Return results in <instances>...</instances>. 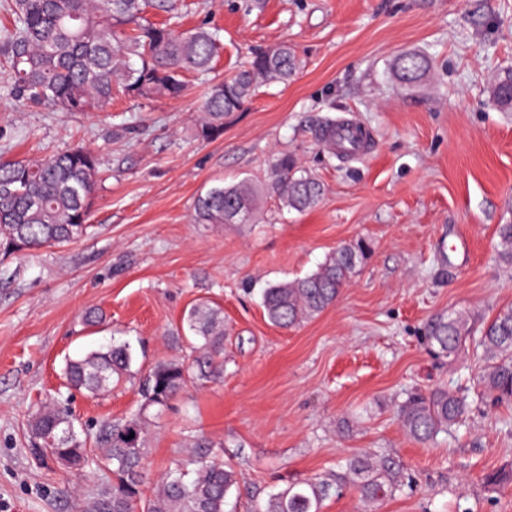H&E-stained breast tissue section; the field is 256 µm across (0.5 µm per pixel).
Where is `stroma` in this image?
I'll list each match as a JSON object with an SVG mask.
<instances>
[{
  "mask_svg": "<svg viewBox=\"0 0 512 512\" xmlns=\"http://www.w3.org/2000/svg\"><path fill=\"white\" fill-rule=\"evenodd\" d=\"M205 20L224 44L214 76L281 42L301 61L211 140L194 136L204 79L193 73L183 98L122 97L103 111L50 112L0 93V160L80 142L103 170L86 235L0 256V512H81L102 474L40 465L31 416L58 401L89 435L129 413L137 376L188 354L171 334L202 300L224 310V379L152 417L148 480L203 437L238 473L226 512H255L288 482L380 450L410 482L378 512H512V482H485L512 469V405L478 384L471 349L448 361L424 340L433 318L489 319L512 305L495 236L512 222V112L488 101L491 76L512 67V0H195L185 24ZM411 50L432 69L410 93L391 64ZM336 116L369 130L367 156L323 148L319 129ZM281 153L324 184L316 208L285 212L266 197L255 223H194L201 193L264 183ZM360 239L367 258L334 305L288 331L270 323L262 288ZM88 308L104 325L83 324ZM114 336L136 348L135 380L99 398L68 388L66 358ZM434 386L466 389L468 409L426 447L405 434L397 406Z\"/></svg>",
  "mask_w": 512,
  "mask_h": 512,
  "instance_id": "obj_1",
  "label": "stroma"
}]
</instances>
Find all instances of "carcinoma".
<instances>
[{
    "instance_id": "1",
    "label": "carcinoma",
    "mask_w": 512,
    "mask_h": 512,
    "mask_svg": "<svg viewBox=\"0 0 512 512\" xmlns=\"http://www.w3.org/2000/svg\"><path fill=\"white\" fill-rule=\"evenodd\" d=\"M183 0H7L0 26V53L8 64L0 79L16 101L41 104L53 112H88L112 103L115 92L134 97L178 98L188 88L184 75L205 74L219 53V32L182 28ZM431 59L410 52L397 57L392 74L412 86L431 70ZM300 59L287 43L256 52L232 76L212 83L199 107L195 134L207 140L224 131V119L241 109L265 84L287 83ZM491 102L512 111V70L491 82ZM101 171L97 156L83 145L44 156L0 162V252L68 243L87 232V220ZM281 208H315L324 185L301 169L293 156L274 157L262 186L247 182L216 185L195 204L197 224H250L264 195ZM500 262L512 266V224L496 231ZM358 241L328 253L302 277L269 283L261 291L269 321L284 330L319 316L333 305L366 259ZM193 357L160 361L139 381L140 403L117 421L96 430L92 447L78 437L68 409L49 404L29 421L32 452L44 464L74 471H106L109 480L82 505L83 512H226L238 485L234 468L213 452L191 456L181 468L143 491V460L151 410L161 409L188 385L224 377V312L209 302L194 304L182 319ZM438 356L453 359L470 344L479 361L478 380L501 403L512 404V306L491 320L469 315L440 316L426 329ZM136 351L112 340L66 360L67 384L97 397L134 375ZM466 397L446 387L410 394L399 406L404 431L427 444L460 424ZM404 467L388 453L349 458L334 474L294 481L270 495L260 512H323L324 502L354 489L364 512L403 487Z\"/></svg>"
}]
</instances>
